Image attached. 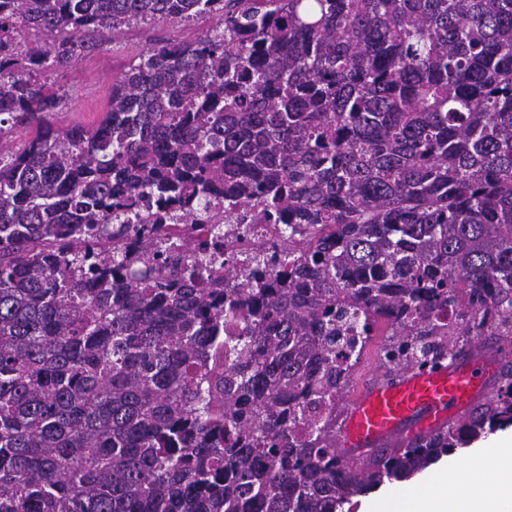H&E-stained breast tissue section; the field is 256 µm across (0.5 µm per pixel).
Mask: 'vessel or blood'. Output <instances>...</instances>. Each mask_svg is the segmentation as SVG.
I'll return each mask as SVG.
<instances>
[{
  "mask_svg": "<svg viewBox=\"0 0 512 512\" xmlns=\"http://www.w3.org/2000/svg\"><path fill=\"white\" fill-rule=\"evenodd\" d=\"M501 357L473 345L471 354L435 370H411L395 381L366 384L348 403L338 449L361 463L372 454L442 429L486 398Z\"/></svg>",
  "mask_w": 512,
  "mask_h": 512,
  "instance_id": "b4317fda",
  "label": "vessel or blood"
}]
</instances>
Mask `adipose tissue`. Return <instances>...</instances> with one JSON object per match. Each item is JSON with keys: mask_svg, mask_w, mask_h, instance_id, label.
I'll return each mask as SVG.
<instances>
[{"mask_svg": "<svg viewBox=\"0 0 512 512\" xmlns=\"http://www.w3.org/2000/svg\"><path fill=\"white\" fill-rule=\"evenodd\" d=\"M495 448L491 480L450 457L401 496L363 503L361 512H512V429L497 437Z\"/></svg>", "mask_w": 512, "mask_h": 512, "instance_id": "adipose-tissue-1", "label": "adipose tissue"}]
</instances>
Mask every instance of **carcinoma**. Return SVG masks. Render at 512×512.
<instances>
[{"label":"carcinoma","mask_w":512,"mask_h":512,"mask_svg":"<svg viewBox=\"0 0 512 512\" xmlns=\"http://www.w3.org/2000/svg\"><path fill=\"white\" fill-rule=\"evenodd\" d=\"M217 18L57 130L48 73ZM0 512H342L512 425V0H0ZM288 243L238 259L251 205ZM459 311L443 330L431 316ZM488 332L470 413L364 463L336 400Z\"/></svg>","instance_id":"1"}]
</instances>
